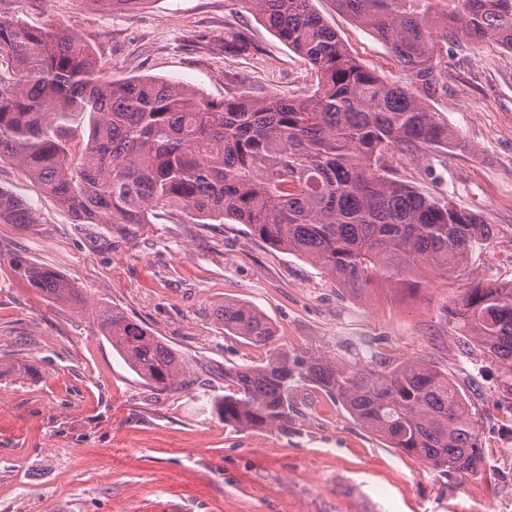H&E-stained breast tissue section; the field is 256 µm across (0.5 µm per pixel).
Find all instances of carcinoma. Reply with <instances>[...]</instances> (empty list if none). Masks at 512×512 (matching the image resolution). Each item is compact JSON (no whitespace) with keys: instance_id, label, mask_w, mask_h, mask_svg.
Segmentation results:
<instances>
[{"instance_id":"obj_1","label":"carcinoma","mask_w":512,"mask_h":512,"mask_svg":"<svg viewBox=\"0 0 512 512\" xmlns=\"http://www.w3.org/2000/svg\"><path fill=\"white\" fill-rule=\"evenodd\" d=\"M125 11L142 0H91ZM308 62L317 88L306 97L242 91L220 102L179 81L115 82L82 40L66 31L0 17V160L81 224L132 234L150 217L181 209L205 224H245L264 242L314 262L346 288L379 281L404 288L429 268L464 262L490 225L394 176L389 150H467L432 102L446 93L440 59L448 44L490 40L512 52V0H336L390 48L406 74L391 84L360 64L313 0H242ZM88 133L78 135L79 116ZM0 223L35 224L28 203L0 188ZM14 267L58 300L78 297L57 271L24 257ZM224 333L261 348L275 330L256 308L224 303ZM456 328L504 367L512 390V285L478 282L457 301ZM102 336L150 388L186 384L182 359L145 325L117 309L99 314ZM309 381L341 402L388 447L438 472L483 462L466 398L421 362L356 367L274 351L260 363L224 366L227 393L210 401L224 426L288 429L290 393Z\"/></svg>"}]
</instances>
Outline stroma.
<instances>
[{
  "label": "stroma",
  "mask_w": 512,
  "mask_h": 512,
  "mask_svg": "<svg viewBox=\"0 0 512 512\" xmlns=\"http://www.w3.org/2000/svg\"><path fill=\"white\" fill-rule=\"evenodd\" d=\"M313 5L362 64L403 80L387 45L335 0ZM0 16L76 33L115 81L178 80L214 101L242 89L257 99L304 95L316 84L240 0H141L115 13L89 0H0ZM237 33L250 53L225 51ZM440 68L447 92L434 106L468 151L394 148L387 163L481 215L492 233L460 266L426 273L412 295L390 284L342 287L243 224H200L179 211L132 235L80 224L0 161V187L39 215L0 223V512H512V455L500 434L512 429V392L450 313L475 282L512 284V52L469 41L449 47ZM18 256L56 270L80 300L29 288ZM227 302L261 310L279 350L362 365L419 361L447 374L476 415L483 465L462 477L434 471L304 381L287 431L225 427L207 406L224 393L225 366L267 354L224 334L217 310ZM107 308L169 343L189 386L159 395L145 385L99 332Z\"/></svg>",
  "instance_id": "obj_1"
}]
</instances>
